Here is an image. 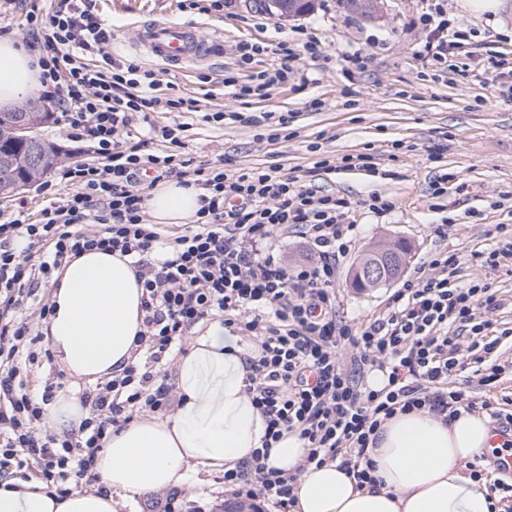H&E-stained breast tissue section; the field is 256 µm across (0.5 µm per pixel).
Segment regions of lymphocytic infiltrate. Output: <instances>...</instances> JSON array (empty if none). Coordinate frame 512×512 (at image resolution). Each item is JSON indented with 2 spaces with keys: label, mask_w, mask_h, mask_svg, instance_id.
Wrapping results in <instances>:
<instances>
[{
  "label": "lymphocytic infiltrate",
  "mask_w": 512,
  "mask_h": 512,
  "mask_svg": "<svg viewBox=\"0 0 512 512\" xmlns=\"http://www.w3.org/2000/svg\"><path fill=\"white\" fill-rule=\"evenodd\" d=\"M39 47L40 82L52 95L71 141L90 143L94 157L63 168L61 190L37 212L19 203L0 217V475L36 469L59 494L70 491L71 474L92 471L111 428L142 413L162 414L172 404L169 366L201 322L219 317L252 346L248 358L253 402L265 416L261 448L224 473L225 491L260 497L273 512H289L299 472L268 466L267 457L284 433L308 448L307 463H338L358 486H376L369 448L385 420L396 413L427 409L457 416L485 411L502 414L454 386L462 336L483 338L487 316L502 301L488 283H453L457 257L439 253L431 272L397 290L386 319L355 324L336 314V274L356 237L350 199L316 189L310 178L336 165L377 172L374 154L323 158L307 178L279 165L236 167L230 159L205 167L184 153L186 124L157 125L158 106L170 112H200L197 96L175 82L160 83L155 70L132 60L113 59L105 47L109 24L78 0H56L45 12L32 0L25 15ZM418 22L426 31L417 55L444 64L465 34L449 27L447 13L433 0ZM273 69L240 79L224 73V87L237 101L267 97L294 77L296 62H317L322 43L277 44ZM166 86L168 97L156 91ZM191 179L201 195L194 223L169 241L166 258L154 256L161 241L148 223L147 184ZM308 243L313 262L288 266L283 236ZM130 256L143 287V350L136 362L104 382L83 389L90 415L78 429L58 433L47 422V406L60 377L46 380L41 397L29 390L35 372L45 370L49 350H34L41 332L23 322L34 308L40 321L54 312L37 292L66 261L90 250ZM385 383H369L371 373Z\"/></svg>",
  "instance_id": "lymphocytic-infiltrate-1"
}]
</instances>
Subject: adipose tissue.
<instances>
[{"instance_id": "ef3b65f1", "label": "adipose tissue", "mask_w": 512, "mask_h": 512, "mask_svg": "<svg viewBox=\"0 0 512 512\" xmlns=\"http://www.w3.org/2000/svg\"><path fill=\"white\" fill-rule=\"evenodd\" d=\"M36 54L0 35V109L40 87ZM200 191L168 180L150 189L146 209L158 224H188ZM45 334L72 377L87 384L112 378L133 362L142 329L141 298L130 257L99 250L72 258L58 272ZM251 347L215 319L198 328L175 364L177 402L164 416L136 417L112 429L95 470L103 492L59 497L47 485L0 482V512H118L120 500L192 485L199 470L238 467L261 447L266 419L247 391ZM488 419L460 411L448 419L427 410L386 420L370 449L376 487H358L338 463L306 465L297 435H285L268 463L300 471L292 512H493L466 462L492 452Z\"/></svg>"}]
</instances>
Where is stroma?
Returning <instances> with one entry per match:
<instances>
[{
  "label": "stroma",
  "mask_w": 512,
  "mask_h": 512,
  "mask_svg": "<svg viewBox=\"0 0 512 512\" xmlns=\"http://www.w3.org/2000/svg\"><path fill=\"white\" fill-rule=\"evenodd\" d=\"M461 0H445L453 25L481 43L483 56L512 53V12L503 20L475 16L460 8ZM424 0H380L373 15L355 12L346 0H314L309 12L282 17L258 7L257 0H235L229 10L199 13L186 10L181 0H91L92 12L112 26L109 50L114 58L139 60L134 46L141 24L161 20L194 24L203 38L221 35L220 55L176 70L182 89L200 96L208 111L236 109L224 89L225 69L248 76L269 68L275 39L301 42L318 38L327 55L317 79L304 84L294 80L273 88L267 98L251 102L248 114H283L292 136L269 142L258 129L232 120L205 122L201 115L157 112L159 124L189 126L186 153L195 163H212L222 157L255 166L277 160L287 171L301 176L314 156L335 159L365 149L381 153L389 178L359 168H336L322 174L316 184L323 191L350 197L356 208L350 219L359 233L354 249L340 265L336 280V310L346 319L371 323L385 318L395 284L359 291L350 288V269L372 245L400 239L411 243L406 273L426 267L439 252L458 258L456 281L490 282L506 304L492 313L493 331L502 338L493 354L503 371L495 388L481 381L472 352L461 355L457 386L475 397L493 402L512 396V267L490 270L480 257L497 249L502 236L498 225H512V102L505 101L496 83L485 77L449 82L447 76L421 78L423 62L415 51L422 33L416 20L425 11ZM242 41L262 45L264 51L239 65L235 46ZM372 54L367 70L346 79L340 73L343 54ZM209 83H200V73ZM321 99L312 110V99ZM454 174L448 184L449 205L431 206L430 183L442 174ZM391 198L393 211L377 215L364 207L372 192ZM201 488H185L135 497L120 512H162L173 502L176 512H224L231 493L224 490L223 473H200Z\"/></svg>",
  "instance_id": "1"
}]
</instances>
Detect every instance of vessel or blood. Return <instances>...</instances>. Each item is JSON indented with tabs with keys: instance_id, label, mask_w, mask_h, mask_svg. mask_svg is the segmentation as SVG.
I'll return each mask as SVG.
<instances>
[{
	"instance_id": "1",
	"label": "vessel or blood",
	"mask_w": 512,
	"mask_h": 512,
	"mask_svg": "<svg viewBox=\"0 0 512 512\" xmlns=\"http://www.w3.org/2000/svg\"><path fill=\"white\" fill-rule=\"evenodd\" d=\"M139 46L154 62L163 65H190L218 55L219 40L201 37L195 27L155 21L140 31Z\"/></svg>"
}]
</instances>
